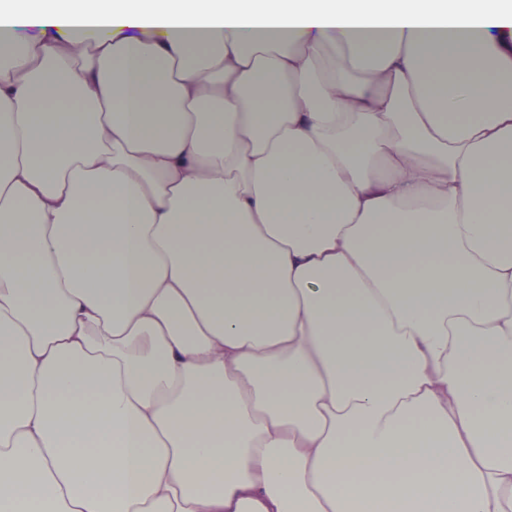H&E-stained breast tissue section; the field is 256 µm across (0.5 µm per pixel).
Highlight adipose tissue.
Here are the masks:
<instances>
[{
    "label": "adipose tissue",
    "mask_w": 512,
    "mask_h": 512,
    "mask_svg": "<svg viewBox=\"0 0 512 512\" xmlns=\"http://www.w3.org/2000/svg\"><path fill=\"white\" fill-rule=\"evenodd\" d=\"M25 28L0 512H512V0H0Z\"/></svg>",
    "instance_id": "obj_1"
}]
</instances>
